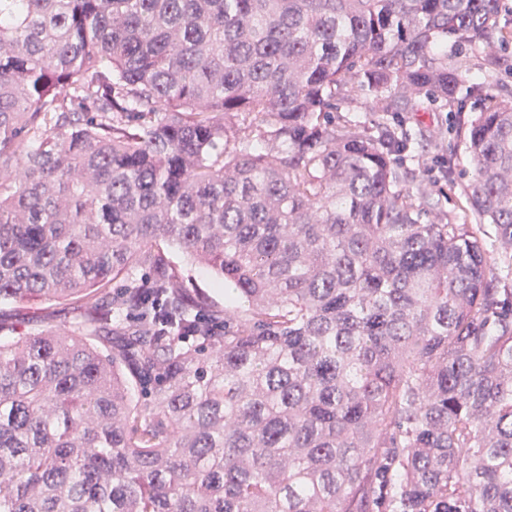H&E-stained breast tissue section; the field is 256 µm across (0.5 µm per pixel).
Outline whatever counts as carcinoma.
<instances>
[{
    "label": "carcinoma",
    "instance_id": "carcinoma-1",
    "mask_svg": "<svg viewBox=\"0 0 512 512\" xmlns=\"http://www.w3.org/2000/svg\"><path fill=\"white\" fill-rule=\"evenodd\" d=\"M504 9L0 0V302L85 309L0 340V512H512V97L449 130L469 224L390 122L492 80ZM163 252L168 264L180 272L184 285L199 306L203 309H224V284L207 270L195 266L179 246L164 245Z\"/></svg>",
    "mask_w": 512,
    "mask_h": 512
}]
</instances>
